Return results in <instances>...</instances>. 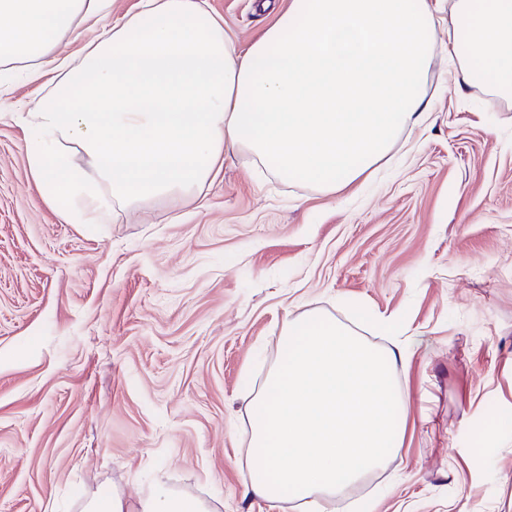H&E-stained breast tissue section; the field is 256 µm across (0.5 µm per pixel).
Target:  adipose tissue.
I'll return each instance as SVG.
<instances>
[{"mask_svg": "<svg viewBox=\"0 0 512 512\" xmlns=\"http://www.w3.org/2000/svg\"><path fill=\"white\" fill-rule=\"evenodd\" d=\"M78 58L60 44L87 24ZM447 41H440V27ZM457 92L512 101V0H290L239 45L206 0H0V72L23 64L43 94L20 113L32 182L65 224L202 185L245 150L282 177L332 194L370 172L401 134L425 126L438 53ZM78 144L89 162L75 166ZM379 351L312 313L285 322L278 358L250 402L248 493L276 507L335 512L336 494L401 452L395 372L426 342L399 319ZM78 512H212L156 482L137 501L84 497Z\"/></svg>", "mask_w": 512, "mask_h": 512, "instance_id": "ef3b65f1", "label": "adipose tissue"}]
</instances>
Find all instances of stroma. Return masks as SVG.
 I'll use <instances>...</instances> for the list:
<instances>
[{
  "instance_id": "1",
  "label": "stroma",
  "mask_w": 512,
  "mask_h": 512,
  "mask_svg": "<svg viewBox=\"0 0 512 512\" xmlns=\"http://www.w3.org/2000/svg\"><path fill=\"white\" fill-rule=\"evenodd\" d=\"M240 44L285 0H207ZM424 127L333 194L249 153L193 191L64 224L0 112V512H71L157 481L214 512L246 492L251 387L286 321L317 310L378 349L402 317L429 338L397 371L401 458L338 512H512V106L458 94L437 56Z\"/></svg>"
}]
</instances>
